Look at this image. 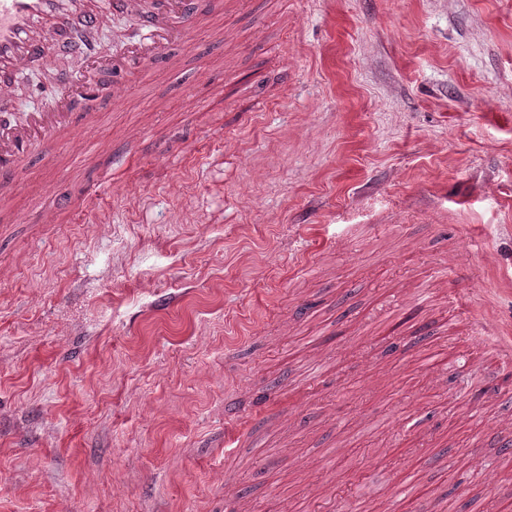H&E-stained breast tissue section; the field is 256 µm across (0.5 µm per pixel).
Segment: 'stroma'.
I'll return each mask as SVG.
<instances>
[{
  "mask_svg": "<svg viewBox=\"0 0 512 512\" xmlns=\"http://www.w3.org/2000/svg\"><path fill=\"white\" fill-rule=\"evenodd\" d=\"M173 50L0 183V512H376L407 470L400 512H512V397L472 396L512 338V0H249ZM103 141L111 188L41 223ZM245 418V414L238 411L224 414V455H230L240 447Z\"/></svg>",
  "mask_w": 512,
  "mask_h": 512,
  "instance_id": "35a3bbf8",
  "label": "stroma"
}]
</instances>
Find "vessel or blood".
Segmentation results:
<instances>
[{"mask_svg": "<svg viewBox=\"0 0 512 512\" xmlns=\"http://www.w3.org/2000/svg\"><path fill=\"white\" fill-rule=\"evenodd\" d=\"M239 4L240 0H0V104L14 97L20 71L34 61L48 65L60 57L83 59L89 64L85 78H93V65L102 59L96 34L103 17L129 20L140 32L138 39L124 43L123 53L113 55L112 72H121L129 54L138 49L156 68L173 70L179 61L169 56L170 46L208 18L235 11ZM79 99L69 85L60 84L52 109L33 110L19 120L0 117V178L19 174L32 156L49 154L88 131L93 119L77 111ZM107 154L100 147L89 158L95 177L82 205L93 204L101 189L112 184V171L103 162ZM244 424L243 413L225 415V454L240 447Z\"/></svg>", "mask_w": 512, "mask_h": 512, "instance_id": "b4317fda", "label": "vessel or blood"}]
</instances>
